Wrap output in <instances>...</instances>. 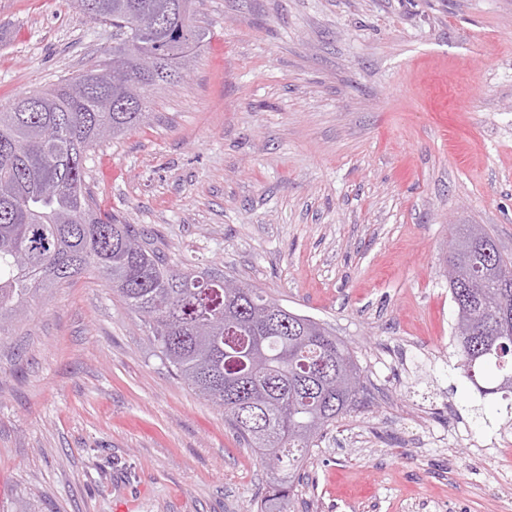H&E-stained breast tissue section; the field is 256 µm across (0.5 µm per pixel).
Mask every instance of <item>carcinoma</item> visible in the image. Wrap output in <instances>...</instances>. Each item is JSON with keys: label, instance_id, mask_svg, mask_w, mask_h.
I'll return each instance as SVG.
<instances>
[{"label": "carcinoma", "instance_id": "cac0c4a2", "mask_svg": "<svg viewBox=\"0 0 512 512\" xmlns=\"http://www.w3.org/2000/svg\"><path fill=\"white\" fill-rule=\"evenodd\" d=\"M112 26V55L40 90L35 112L0 110V333L42 293L92 271L145 319L162 360L223 408L272 472L257 512H287L308 449L353 410L365 385L353 351L312 318L248 283L171 266L147 234L100 210L88 151L146 121L156 87L179 82L206 40L200 0H75ZM448 283L454 368L512 414V257L478 224L455 226ZM258 413L252 429L239 415Z\"/></svg>", "mask_w": 512, "mask_h": 512}]
</instances>
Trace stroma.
Listing matches in <instances>:
<instances>
[{
	"label": "stroma",
	"instance_id": "obj_1",
	"mask_svg": "<svg viewBox=\"0 0 512 512\" xmlns=\"http://www.w3.org/2000/svg\"><path fill=\"white\" fill-rule=\"evenodd\" d=\"M207 39L89 152L97 206L170 265L261 288L352 347L362 401L291 512H512L500 397L457 371L451 227L512 255V0H201ZM112 50L72 0H0V107ZM271 479L148 325L82 275L0 335V512H253Z\"/></svg>",
	"mask_w": 512,
	"mask_h": 512
}]
</instances>
